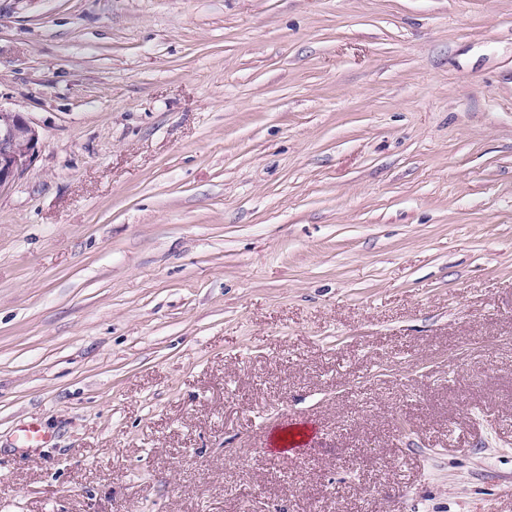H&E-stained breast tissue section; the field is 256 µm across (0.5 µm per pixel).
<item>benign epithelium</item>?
Listing matches in <instances>:
<instances>
[{"label": "benign epithelium", "mask_w": 512, "mask_h": 512, "mask_svg": "<svg viewBox=\"0 0 512 512\" xmlns=\"http://www.w3.org/2000/svg\"><path fill=\"white\" fill-rule=\"evenodd\" d=\"M38 140L26 118L0 108V191L11 186L33 161Z\"/></svg>", "instance_id": "benign-epithelium-1"}]
</instances>
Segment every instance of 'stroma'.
Here are the masks:
<instances>
[{
    "label": "stroma",
    "mask_w": 512,
    "mask_h": 512,
    "mask_svg": "<svg viewBox=\"0 0 512 512\" xmlns=\"http://www.w3.org/2000/svg\"><path fill=\"white\" fill-rule=\"evenodd\" d=\"M0 108V512H512V0H0ZM39 136L20 113L0 108V191L33 161Z\"/></svg>",
    "instance_id": "35a3bbf8"
}]
</instances>
